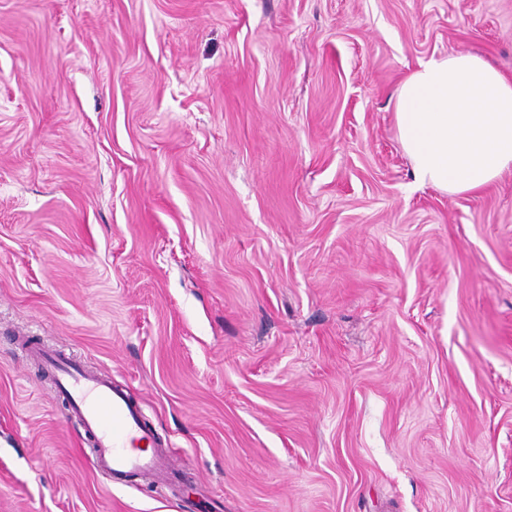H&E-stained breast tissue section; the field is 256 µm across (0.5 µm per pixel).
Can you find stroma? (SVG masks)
<instances>
[{"label":"stroma","mask_w":512,"mask_h":512,"mask_svg":"<svg viewBox=\"0 0 512 512\" xmlns=\"http://www.w3.org/2000/svg\"><path fill=\"white\" fill-rule=\"evenodd\" d=\"M457 52L512 78V0H0V512H512V169L420 184L393 112ZM25 353L50 376L70 415L78 420L97 473L118 484L174 482L173 452L157 448L138 408L111 377L85 370L73 356L46 346L28 344Z\"/></svg>","instance_id":"35a3bbf8"}]
</instances>
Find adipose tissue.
Masks as SVG:
<instances>
[{
    "label": "adipose tissue",
    "mask_w": 512,
    "mask_h": 512,
    "mask_svg": "<svg viewBox=\"0 0 512 512\" xmlns=\"http://www.w3.org/2000/svg\"><path fill=\"white\" fill-rule=\"evenodd\" d=\"M393 108L416 180L473 192L512 167V79L470 52L419 62Z\"/></svg>",
    "instance_id": "1"
}]
</instances>
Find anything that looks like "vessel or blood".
Wrapping results in <instances>:
<instances>
[{"label": "vessel or blood", "instance_id": "b4317fda", "mask_svg": "<svg viewBox=\"0 0 512 512\" xmlns=\"http://www.w3.org/2000/svg\"><path fill=\"white\" fill-rule=\"evenodd\" d=\"M25 353L42 366L81 426L94 470L110 481L165 486L177 477L173 453L159 447L127 393L111 377L82 368L59 350L29 345Z\"/></svg>", "mask_w": 512, "mask_h": 512}]
</instances>
